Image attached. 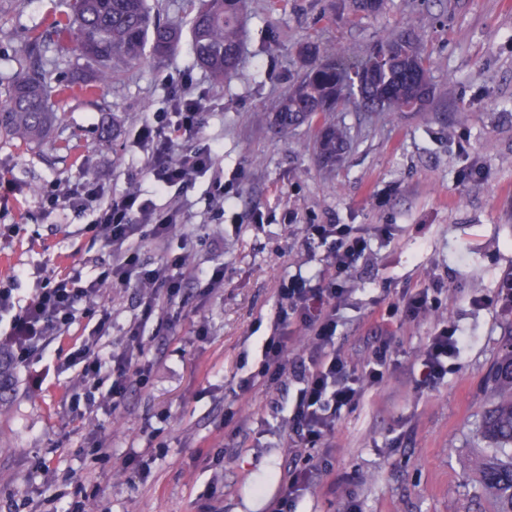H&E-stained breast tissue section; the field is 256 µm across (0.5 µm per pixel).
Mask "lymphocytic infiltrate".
Masks as SVG:
<instances>
[{
  "instance_id": "1",
  "label": "lymphocytic infiltrate",
  "mask_w": 512,
  "mask_h": 512,
  "mask_svg": "<svg viewBox=\"0 0 512 512\" xmlns=\"http://www.w3.org/2000/svg\"><path fill=\"white\" fill-rule=\"evenodd\" d=\"M203 115L200 100L181 85L173 89L169 108L153 113L141 126L139 143L147 152L157 197H143L133 188L114 195L93 181L68 187L53 182L42 188L44 213L93 210L95 217L86 230L110 249L112 260L91 278L64 276L45 283L22 306L12 289H0V314L13 316L10 332L0 336V345L8 349L13 362L26 365L39 358L53 333L69 328L81 315L96 318L99 332L108 333L111 313L101 302L102 289L107 285L131 286L139 291V312L125 331V349L114 353L85 345L73 352L70 365L77 368L80 382L86 385L98 381L103 362H110L112 384L107 396L116 407L125 401L132 385L147 383L150 365L139 345L142 328L158 315L162 304L181 295L187 255L168 252L161 263L148 266L141 262L136 243L147 238L166 245L178 213L159 203V195L192 183L215 166L214 148L196 141ZM303 232L304 245L318 241L330 247L327 281L317 283L298 272L279 288L278 297L282 320L292 321L307 332V350L295 353L293 337L284 332L267 337L259 369L239 382L240 390L248 392L259 385L281 383L288 374L298 386L288 418L293 454L283 466L275 512H287L331 473L329 440L337 418L360 401L366 388L384 381L391 361L390 339L380 328L374 330L369 355L361 364H354L336 346V310L346 300L340 282L370 250L369 230L353 224H307ZM441 294L438 288L403 291L398 301L386 308L383 318L414 320L427 316L441 306ZM466 344L453 323L443 324L429 336L412 366L419 385L433 386L442 381L449 359L457 357Z\"/></svg>"
}]
</instances>
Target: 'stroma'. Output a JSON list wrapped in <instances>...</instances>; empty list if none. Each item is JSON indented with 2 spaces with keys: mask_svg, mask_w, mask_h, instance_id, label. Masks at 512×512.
<instances>
[{
  "mask_svg": "<svg viewBox=\"0 0 512 512\" xmlns=\"http://www.w3.org/2000/svg\"><path fill=\"white\" fill-rule=\"evenodd\" d=\"M61 10L60 0H0V89L22 69L53 86L85 76L82 60L58 47L52 22ZM410 26L423 30L431 58L434 95L424 111L335 112L350 144L333 167L318 159L315 129L279 133L261 123L303 76L302 46L364 56ZM34 40L37 55L19 61L18 47ZM182 81L207 106L199 142L221 151L214 169L165 196L188 217L179 237L165 249L138 244L146 262L184 240L192 251L181 298L141 338L149 381L118 408L99 390L84 417L71 411L76 371L67 357L91 338L107 351L124 348L137 313L132 287L104 292L109 335L95 337V320L84 316L55 333L41 360L10 364L0 381V512H65L80 493L90 512H267L288 455L285 415L270 403L288 405L296 388L243 395L237 383L259 365L281 282L298 268L323 270L328 248L304 249L307 224L388 228L345 282L350 296L336 315L343 352L362 348L373 319L404 289L438 284L444 294L427 317L392 319L393 369L336 422V487L320 483L292 512H497L495 497L477 495L473 465L490 448L482 422L497 399L490 374L512 338V311L471 299L512 277V0H387L376 16L355 12L352 0H245L238 67L224 82L186 41L164 67L146 62L94 96L55 97L63 121L43 143L0 140V176L16 188L0 199V226L18 227L0 236V288L24 302L37 280L88 278L108 261L85 230L93 212L42 213L40 190L92 180L154 196L137 132ZM218 177L238 181L222 205L209 198ZM259 211L265 223H253ZM218 262L224 285L211 291L204 274ZM447 320L471 343L442 382L417 385L408 368ZM228 407L251 426L230 452ZM100 441L110 459L98 455ZM132 454L147 460L145 475L122 470Z\"/></svg>",
  "mask_w": 512,
  "mask_h": 512,
  "instance_id": "obj_1",
  "label": "stroma"
}]
</instances>
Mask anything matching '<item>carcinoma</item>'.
I'll list each match as a JSON object with an SVG mask.
<instances>
[{"label":"carcinoma","mask_w":512,"mask_h":512,"mask_svg":"<svg viewBox=\"0 0 512 512\" xmlns=\"http://www.w3.org/2000/svg\"><path fill=\"white\" fill-rule=\"evenodd\" d=\"M243 0H198L190 18L192 49L217 80L235 71L240 53ZM66 10L54 21L64 49L75 45L89 68L85 84L101 89L127 69L150 60L162 65L181 46V32L163 23L148 0H65ZM422 34L411 31L376 45L368 58L353 63L338 53L322 59L311 46L303 48L306 71L269 118L278 132L310 124L320 115L353 105L361 110L385 109L396 115L419 112L432 87L430 56L421 49ZM52 87L39 75L24 72L0 101V138L19 145L40 142L62 120L50 111ZM323 162L335 164L345 148L344 132L331 123L318 135ZM492 383L500 397L483 421L494 455L476 465L481 487L503 496L499 512H512V350L494 366Z\"/></svg>","instance_id":"obj_1"}]
</instances>
